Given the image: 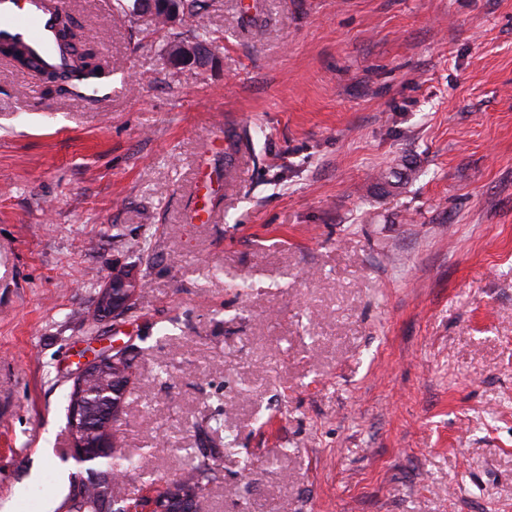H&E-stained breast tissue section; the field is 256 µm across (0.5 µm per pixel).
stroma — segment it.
I'll use <instances>...</instances> for the list:
<instances>
[{
	"label": "stroma",
	"mask_w": 512,
	"mask_h": 512,
	"mask_svg": "<svg viewBox=\"0 0 512 512\" xmlns=\"http://www.w3.org/2000/svg\"><path fill=\"white\" fill-rule=\"evenodd\" d=\"M113 2L64 0L94 93L0 57V512H56L70 378L113 341L115 496L211 446L202 512H512V0ZM201 21L209 62L169 63ZM119 268L144 305L89 328ZM146 10L152 12L154 17H160L165 26H175L187 14L182 0H143Z\"/></svg>",
	"instance_id": "obj_1"
}]
</instances>
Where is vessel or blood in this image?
Masks as SVG:
<instances>
[{"label": "vessel or blood", "mask_w": 512, "mask_h": 512, "mask_svg": "<svg viewBox=\"0 0 512 512\" xmlns=\"http://www.w3.org/2000/svg\"><path fill=\"white\" fill-rule=\"evenodd\" d=\"M59 7V0H0V43L25 48L40 66L68 68L72 60L59 48Z\"/></svg>", "instance_id": "vessel-or-blood-1"}]
</instances>
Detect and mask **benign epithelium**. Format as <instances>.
<instances>
[{
	"mask_svg": "<svg viewBox=\"0 0 512 512\" xmlns=\"http://www.w3.org/2000/svg\"><path fill=\"white\" fill-rule=\"evenodd\" d=\"M144 6L153 16L161 18L168 28L176 25L186 14L182 0H146ZM170 58L176 63L200 64L206 61L207 52L195 41L186 40L180 43ZM141 288L143 285L140 279L129 271L123 269L112 272L95 300L94 309L98 318L127 317L132 312L130 304L141 293ZM128 364V347L111 345L88 358L80 370L73 374L69 445L74 459L80 464L87 463L93 452L112 454V444L115 443L112 438V418H107L101 428H90L88 416L81 407L82 390L93 379H105L116 372L122 376L127 375ZM163 494L164 491L160 490L152 495L139 496L132 505L127 502V498H116L106 491L89 504L90 512H169L167 498Z\"/></svg>",
	"mask_w": 512,
	"mask_h": 512,
	"instance_id": "1",
	"label": "benign epithelium"
}]
</instances>
